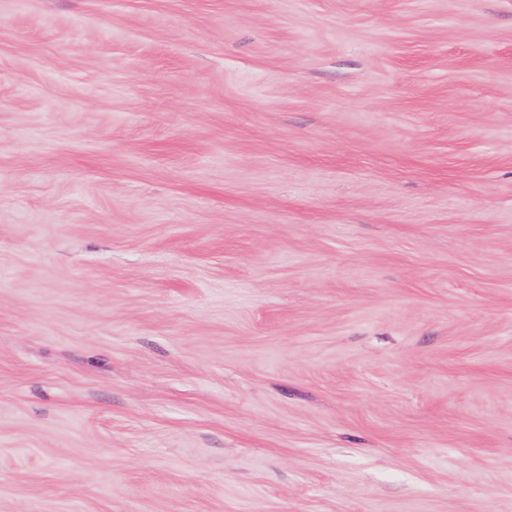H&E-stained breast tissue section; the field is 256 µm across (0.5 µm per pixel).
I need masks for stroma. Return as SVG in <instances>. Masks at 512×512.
<instances>
[{"instance_id":"1","label":"stroma","mask_w":512,"mask_h":512,"mask_svg":"<svg viewBox=\"0 0 512 512\" xmlns=\"http://www.w3.org/2000/svg\"><path fill=\"white\" fill-rule=\"evenodd\" d=\"M0 512H512V0H0Z\"/></svg>"}]
</instances>
